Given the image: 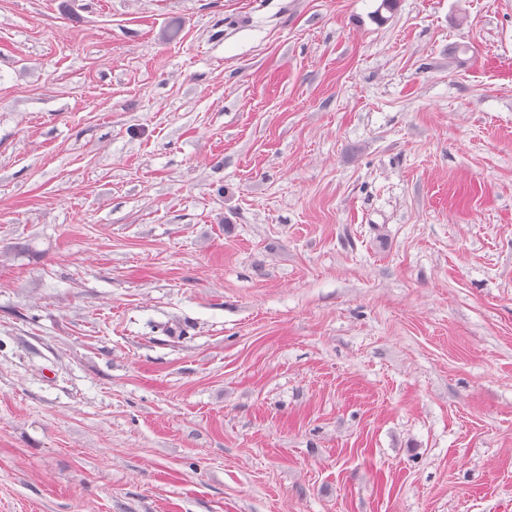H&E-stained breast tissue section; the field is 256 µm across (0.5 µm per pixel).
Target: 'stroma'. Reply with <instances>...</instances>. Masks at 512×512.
Wrapping results in <instances>:
<instances>
[{
	"instance_id": "35a3bbf8",
	"label": "stroma",
	"mask_w": 512,
	"mask_h": 512,
	"mask_svg": "<svg viewBox=\"0 0 512 512\" xmlns=\"http://www.w3.org/2000/svg\"><path fill=\"white\" fill-rule=\"evenodd\" d=\"M380 3L0 0V512H512V0Z\"/></svg>"
}]
</instances>
